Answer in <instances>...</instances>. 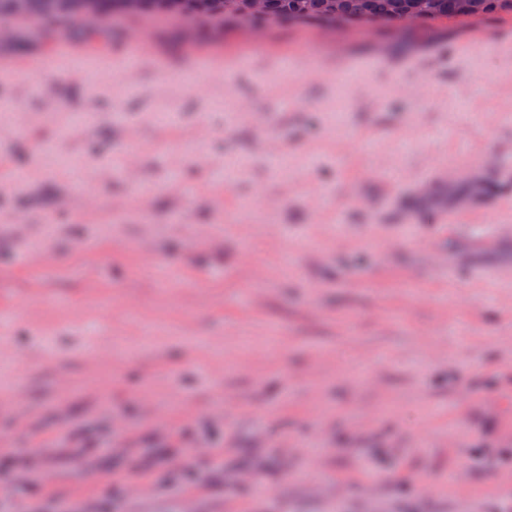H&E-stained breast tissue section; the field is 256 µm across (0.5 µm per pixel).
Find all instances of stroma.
<instances>
[{"label":"stroma","mask_w":512,"mask_h":512,"mask_svg":"<svg viewBox=\"0 0 512 512\" xmlns=\"http://www.w3.org/2000/svg\"><path fill=\"white\" fill-rule=\"evenodd\" d=\"M51 26L16 20L0 49V385L22 391L0 399V512H92L133 483L131 454L153 495L111 512H176L160 450L178 452L185 422L224 445L198 512L239 492L242 512H512L497 484L512 470V11L217 32L153 8L95 40ZM133 29L148 52L133 74L39 67L57 48L113 53ZM131 133L135 183L118 164ZM476 177L482 199L423 222L426 189ZM245 247L263 279L238 266ZM97 353L111 362L87 374ZM74 432L113 457L47 460ZM15 456L40 500L8 491Z\"/></svg>","instance_id":"1"}]
</instances>
